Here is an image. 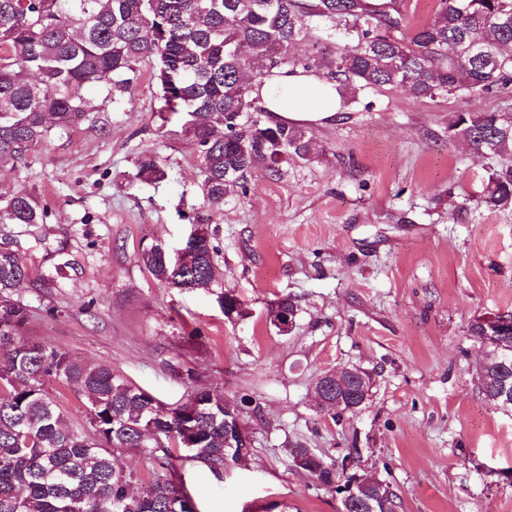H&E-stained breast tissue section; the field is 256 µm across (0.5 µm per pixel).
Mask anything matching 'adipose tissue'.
<instances>
[{
  "label": "adipose tissue",
  "mask_w": 512,
  "mask_h": 512,
  "mask_svg": "<svg viewBox=\"0 0 512 512\" xmlns=\"http://www.w3.org/2000/svg\"><path fill=\"white\" fill-rule=\"evenodd\" d=\"M251 94L261 100L273 121L296 126L333 123L341 104L336 83L313 71L273 70L263 83L254 84Z\"/></svg>",
  "instance_id": "ef3b65f1"
}]
</instances>
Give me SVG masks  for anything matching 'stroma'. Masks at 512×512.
I'll use <instances>...</instances> for the list:
<instances>
[{
    "label": "stroma",
    "mask_w": 512,
    "mask_h": 512,
    "mask_svg": "<svg viewBox=\"0 0 512 512\" xmlns=\"http://www.w3.org/2000/svg\"><path fill=\"white\" fill-rule=\"evenodd\" d=\"M159 67L143 60L117 110L87 90L88 122L55 132L29 167L0 170V196L30 190L47 211L41 224H0V249L29 271L24 337L110 366L167 407L197 388L258 406L247 466H184L197 512H339L338 494L292 467L299 446L356 453L400 512H512V413L484 398L485 349L467 333L475 317L512 311V207H480L490 161L448 136L455 113L506 99L362 91L335 123L308 127L312 161L254 172L212 209L183 115L163 109ZM145 154L166 179L132 180ZM199 222L243 320L215 293L159 285L140 260L152 242L180 247ZM287 295L298 312L283 334L267 311ZM338 367L372 375L356 413L312 398Z\"/></svg>",
    "instance_id": "obj_1"
}]
</instances>
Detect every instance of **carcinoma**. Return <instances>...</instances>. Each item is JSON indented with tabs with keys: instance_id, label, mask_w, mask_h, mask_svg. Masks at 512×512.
<instances>
[{
	"instance_id": "obj_1",
	"label": "carcinoma",
	"mask_w": 512,
	"mask_h": 512,
	"mask_svg": "<svg viewBox=\"0 0 512 512\" xmlns=\"http://www.w3.org/2000/svg\"><path fill=\"white\" fill-rule=\"evenodd\" d=\"M323 23L338 42L327 46ZM403 0H0V169L26 164L51 139L89 121L85 91L104 86L120 107L140 79L146 57L161 60L164 110L185 115V133L202 158L204 203L224 204L255 170L281 175L293 154L314 159L298 126L267 118L253 83L273 69L326 71L351 96L373 87L404 88L415 98L464 93L480 98L512 89V0H438L432 19L407 33ZM303 40V56L290 47ZM452 139L481 154L512 156V109L457 113ZM155 157L135 163L132 178L160 182ZM480 205L512 206V162L487 172ZM45 208L31 192L0 200V223L40 224ZM179 265L159 243L141 261L161 285L209 291L218 282L207 228L183 243ZM27 280L24 262L0 251V512H196L184 504L177 458L164 454L152 481L133 490V472L117 469L111 450L155 455L161 441L182 440L195 427L190 460L214 475L231 468L224 455V394L197 389L177 408L163 407L112 368L81 363L68 351L22 337L28 309L17 299ZM224 316L243 315L229 292L217 294ZM481 368L485 398L512 412V336ZM66 381L86 398L89 429L66 423L49 379ZM292 465L315 486L342 493L357 481L314 448H290ZM397 512L394 490L373 501Z\"/></svg>"
}]
</instances>
